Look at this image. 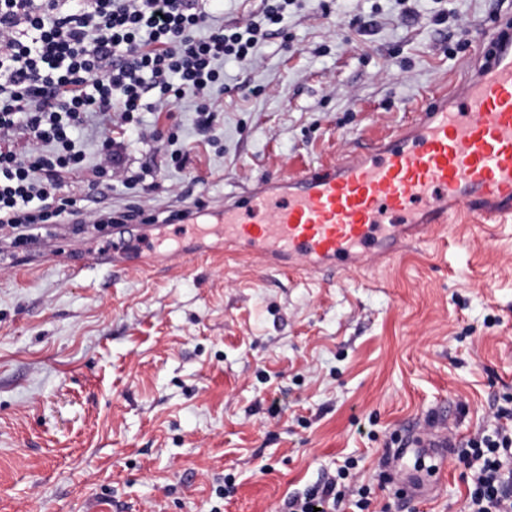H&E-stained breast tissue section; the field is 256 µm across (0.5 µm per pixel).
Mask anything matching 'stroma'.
<instances>
[{
    "instance_id": "stroma-1",
    "label": "stroma",
    "mask_w": 512,
    "mask_h": 512,
    "mask_svg": "<svg viewBox=\"0 0 512 512\" xmlns=\"http://www.w3.org/2000/svg\"><path fill=\"white\" fill-rule=\"evenodd\" d=\"M512 0H296L248 65L224 66L214 145L189 101L134 140L155 188L99 187L88 207L132 225L392 133L453 84ZM254 92L241 97L236 87ZM186 152L183 167L161 161ZM0 270V512H281L352 460L375 512H462L457 451L512 395V219L456 221L386 267L345 277L196 252L186 270ZM457 446L394 499L379 461L412 430ZM232 493H225V483Z\"/></svg>"
}]
</instances>
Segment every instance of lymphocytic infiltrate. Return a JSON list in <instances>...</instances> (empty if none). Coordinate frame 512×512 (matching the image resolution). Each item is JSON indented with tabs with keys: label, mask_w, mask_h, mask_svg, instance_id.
<instances>
[{
	"label": "lymphocytic infiltrate",
	"mask_w": 512,
	"mask_h": 512,
	"mask_svg": "<svg viewBox=\"0 0 512 512\" xmlns=\"http://www.w3.org/2000/svg\"><path fill=\"white\" fill-rule=\"evenodd\" d=\"M199 0H0V233L5 256L28 251L44 224L104 183L137 186L149 168L128 166L123 140L142 135L144 114L198 99L195 124L216 123L205 101L224 84V64L251 62L292 0H264L243 26L207 25ZM98 121L103 138L86 188L80 136ZM466 512H512V429L468 443ZM373 492L335 479L289 498L286 512H371Z\"/></svg>",
	"instance_id": "obj_1"
}]
</instances>
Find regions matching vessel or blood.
I'll list each match as a JSON object with an SVG mask.
<instances>
[{"instance_id": "b4317fda", "label": "vessel or blood", "mask_w": 512, "mask_h": 512, "mask_svg": "<svg viewBox=\"0 0 512 512\" xmlns=\"http://www.w3.org/2000/svg\"><path fill=\"white\" fill-rule=\"evenodd\" d=\"M466 213L512 216V20L481 34L463 80L396 133L316 170L258 181L227 197L220 243L283 271L345 274L393 260ZM144 229L113 232L107 250L77 242L83 262L142 266Z\"/></svg>"}]
</instances>
